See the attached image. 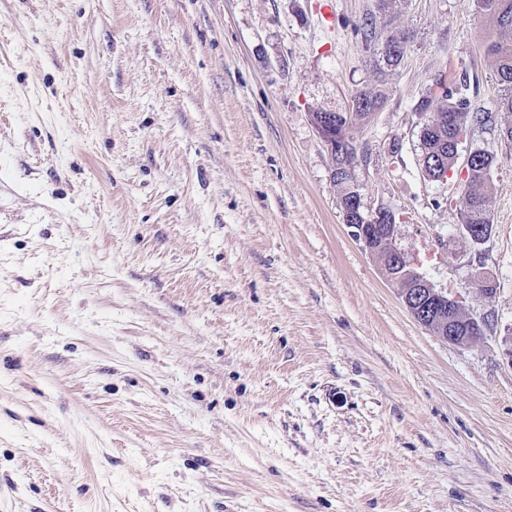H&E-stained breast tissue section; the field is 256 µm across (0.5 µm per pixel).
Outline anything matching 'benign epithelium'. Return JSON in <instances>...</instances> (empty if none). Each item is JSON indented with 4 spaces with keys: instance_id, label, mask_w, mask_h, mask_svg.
<instances>
[{
    "instance_id": "obj_1",
    "label": "benign epithelium",
    "mask_w": 512,
    "mask_h": 512,
    "mask_svg": "<svg viewBox=\"0 0 512 512\" xmlns=\"http://www.w3.org/2000/svg\"><path fill=\"white\" fill-rule=\"evenodd\" d=\"M342 123V114L328 115L316 126V131L328 149L337 142L345 143L334 135V127ZM387 208H370L362 200L360 192H355L350 206L344 210V219L350 221L356 215L363 219L361 224H352L353 237L362 243L366 253L377 260L383 275L400 285L402 301L416 322L431 333L450 344H468L481 338L487 326L485 319H476L463 312L458 301L436 289L412 266L407 254L392 245L396 225L384 224ZM468 323L470 332L458 335V322Z\"/></svg>"
}]
</instances>
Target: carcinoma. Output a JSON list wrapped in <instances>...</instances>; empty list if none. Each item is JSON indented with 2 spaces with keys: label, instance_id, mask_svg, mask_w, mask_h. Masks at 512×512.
Masks as SVG:
<instances>
[{
  "label": "carcinoma",
  "instance_id": "carcinoma-1",
  "mask_svg": "<svg viewBox=\"0 0 512 512\" xmlns=\"http://www.w3.org/2000/svg\"><path fill=\"white\" fill-rule=\"evenodd\" d=\"M481 13L493 23L498 37L486 47L498 84L501 87L499 106L512 112V0H478ZM365 51L378 63L388 67L401 64L411 42L409 33L389 30L383 34L377 30L373 15H367L354 27ZM441 94L427 93L414 105L415 111L425 115L420 128L422 146V171L438 180L449 170L456 169L459 139L472 124H485L488 114L472 108L470 79L463 74L448 84L440 85ZM384 98L382 90L363 87L350 100L348 111L352 113L348 125L365 118V113L380 107ZM496 161L492 150H485L473 160L470 173L463 181L460 217L464 224L493 228L491 207L494 186L491 171Z\"/></svg>",
  "mask_w": 512,
  "mask_h": 512
}]
</instances>
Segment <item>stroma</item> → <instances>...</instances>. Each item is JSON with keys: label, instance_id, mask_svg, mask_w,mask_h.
Instances as JSON below:
<instances>
[{"label": "stroma", "instance_id": "1", "mask_svg": "<svg viewBox=\"0 0 512 512\" xmlns=\"http://www.w3.org/2000/svg\"><path fill=\"white\" fill-rule=\"evenodd\" d=\"M412 42L378 72L354 36ZM476 0H0V512H512V113ZM498 155L492 294L414 105L461 74ZM434 288L419 325L343 222L311 123ZM354 33L360 37L361 44L380 65L381 62L388 67H397L401 64L411 42L409 33L403 30H389L382 34L377 30L372 14L366 15L359 25L354 27ZM385 40V50L379 52L375 45ZM383 98V91L381 89H378L377 87L366 86L360 88L351 97L348 109H345V111H334L336 113V116L327 115L326 117H323L321 122L318 123V126H316L315 129L319 136L321 137V139L323 140V142L330 150V152L334 148V142H336V149L334 151V154L331 155L332 163H334V160L336 162V150L338 149L337 142L341 143L342 147L340 149V152L343 153V155H345L344 153L346 138L339 139L337 136L333 134L334 127L342 123V114L338 112L352 113L351 119L348 122V128L346 130V133L349 136V127L353 125L357 120H361L365 117L369 119L374 114L375 109L380 108L383 102ZM364 112H367L368 114L365 116ZM345 127L346 125L343 124L342 128L344 129Z\"/></svg>", "mask_w": 512, "mask_h": 512}]
</instances>
